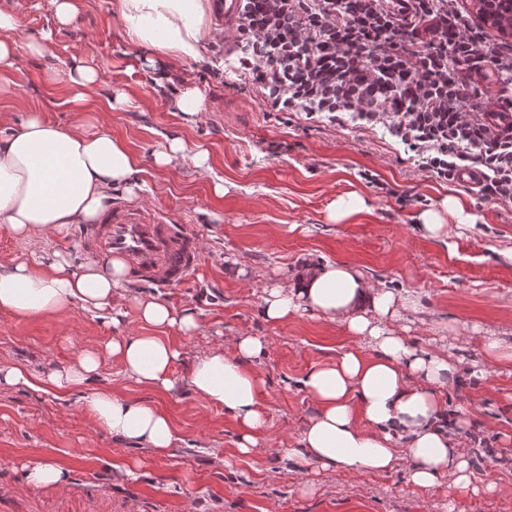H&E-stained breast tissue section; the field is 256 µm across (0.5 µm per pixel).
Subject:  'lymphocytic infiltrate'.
Listing matches in <instances>:
<instances>
[{
  "mask_svg": "<svg viewBox=\"0 0 512 512\" xmlns=\"http://www.w3.org/2000/svg\"><path fill=\"white\" fill-rule=\"evenodd\" d=\"M240 69L274 112L384 128L436 181L479 175V201L512 205V41L461 0H240Z\"/></svg>",
  "mask_w": 512,
  "mask_h": 512,
  "instance_id": "f902f5d3",
  "label": "lymphocytic infiltrate"
}]
</instances>
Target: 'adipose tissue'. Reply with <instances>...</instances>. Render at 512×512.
Here are the masks:
<instances>
[{"instance_id": "adipose-tissue-1", "label": "adipose tissue", "mask_w": 512, "mask_h": 512, "mask_svg": "<svg viewBox=\"0 0 512 512\" xmlns=\"http://www.w3.org/2000/svg\"><path fill=\"white\" fill-rule=\"evenodd\" d=\"M133 45L177 64L206 62L223 40L219 0H104ZM126 96L98 108L95 124L65 130L32 112L20 127L0 125V223L24 244L53 230L68 233L93 224L112 206V192L136 196L141 159L122 138L113 136L107 116ZM126 266L113 261L73 265L54 251L20 255L0 266V310L21 316L64 315L72 307L89 312L124 314L134 307L146 332L116 336L105 344L86 345L67 367L37 376L27 368L0 364V387L83 392L84 410L110 433L147 445L163 454L177 439L169 415L151 399L132 400L109 389L90 390L105 356H119L125 374L156 393L175 386L173 366L181 358L168 331L190 334L198 327L193 307L170 306L157 296L131 295L124 285ZM267 320L282 323L312 311L347 328L358 347L331 363L314 367L303 386L316 411L300 434L303 462L322 470L391 471L398 460H411L412 484L436 485L448 475L459 493H478L470 451L455 446L448 434V408L440 394L456 373L447 353H427L402 336L398 323L409 298L373 287L347 265H312L290 284L264 290ZM268 344L247 333L234 339V356L216 346L190 367L188 385L206 404L224 406L240 428L237 450L249 456L259 445L266 420L259 409L265 380L255 362Z\"/></svg>"}]
</instances>
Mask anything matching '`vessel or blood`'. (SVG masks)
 Here are the masks:
<instances>
[{
    "instance_id": "b4317fda",
    "label": "vessel or blood",
    "mask_w": 512,
    "mask_h": 512,
    "mask_svg": "<svg viewBox=\"0 0 512 512\" xmlns=\"http://www.w3.org/2000/svg\"><path fill=\"white\" fill-rule=\"evenodd\" d=\"M85 242L101 261L120 260L133 277L164 288L186 281L200 257L198 237L174 224H150L136 213L103 215Z\"/></svg>"
}]
</instances>
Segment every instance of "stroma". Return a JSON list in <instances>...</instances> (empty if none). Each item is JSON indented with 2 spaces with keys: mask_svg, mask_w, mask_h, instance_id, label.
<instances>
[{
  "mask_svg": "<svg viewBox=\"0 0 512 512\" xmlns=\"http://www.w3.org/2000/svg\"><path fill=\"white\" fill-rule=\"evenodd\" d=\"M17 28L19 67L7 76L13 92L0 96L11 125L32 112L70 128L81 120L64 100L66 72L88 51L108 61L91 90L105 103L113 90L128 104L113 110L110 127L141 157L142 189L127 199L114 191V208L183 224L200 239L201 254L186 282L158 289L130 283L142 296L157 295L175 307L197 309L199 327L172 333L183 355L174 368L175 388L157 397L123 373L118 357H104L99 386L133 399L156 398L173 419L178 439L164 455L96 427L78 395L33 389H0V512H512V206L480 204L461 185L436 182L399 162L401 144L384 130L340 129L271 115L263 96L239 69L240 52L225 39L218 66L176 65L136 53L123 29L111 22L102 0H85L77 21L57 23L52 0H8ZM46 38L52 52L29 55V42ZM196 86L212 109L192 117L178 112L177 94ZM180 137L207 150L196 166L175 157L159 168L153 154ZM379 175L393 192L382 195L363 179ZM229 182L224 197L215 181ZM358 193L368 211L351 222H330L338 197ZM417 195L426 207L404 205ZM463 213L447 217L446 236H423L424 209L445 197ZM343 263L375 285L409 294L404 311L412 346L434 351L448 341L457 380L444 388L450 415L468 413L455 426L456 444L471 452L475 495H452L447 477L424 488L408 479L409 460L386 473L339 469L325 472L287 458L315 412L302 380L318 364L335 360L358 340L313 312L283 323L266 320L264 290L289 283L306 266ZM135 314L121 325L92 318L80 307L63 316L23 317L0 310V363L40 374L68 365L87 341L140 334ZM248 332L269 344L257 370L266 380L262 406L267 424L251 456L236 451L239 426L222 407H202L187 385L193 359L216 345L233 356V339ZM498 337L505 356L489 361L484 343ZM141 464L135 477L119 466ZM65 467V487L26 482L23 462Z\"/></svg>",
  "mask_w": 512,
  "mask_h": 512,
  "instance_id": "stroma-1",
  "label": "stroma"
}]
</instances>
